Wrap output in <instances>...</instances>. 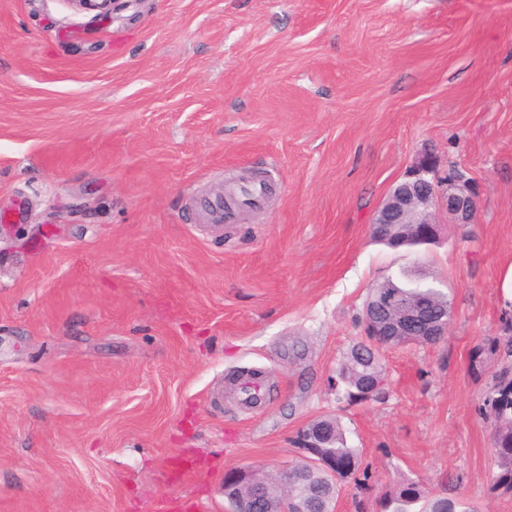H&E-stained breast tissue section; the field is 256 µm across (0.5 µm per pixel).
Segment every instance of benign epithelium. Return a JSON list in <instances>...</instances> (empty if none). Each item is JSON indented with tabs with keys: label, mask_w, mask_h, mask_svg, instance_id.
I'll use <instances>...</instances> for the list:
<instances>
[{
	"label": "benign epithelium",
	"mask_w": 512,
	"mask_h": 512,
	"mask_svg": "<svg viewBox=\"0 0 512 512\" xmlns=\"http://www.w3.org/2000/svg\"><path fill=\"white\" fill-rule=\"evenodd\" d=\"M75 12L112 14L116 0H63ZM444 208L453 224H471L477 211L476 194L464 171L448 169L441 175L435 161L420 159L394 184L376 210L369 228L374 240L394 248L412 244L429 245L438 234L437 211ZM364 326L372 336L413 339L441 338L448 334V319L426 301L402 300L397 293L380 292L369 298L364 309ZM323 432H302L301 441L310 457L306 465L287 467L272 477L250 468H233L224 475L222 493L229 512H288V487L298 484L318 468L330 488L329 502L322 494L313 500L316 512H336V468L316 453Z\"/></svg>",
	"instance_id": "7a95c632"
}]
</instances>
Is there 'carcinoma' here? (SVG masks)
<instances>
[{
  "label": "carcinoma",
  "instance_id": "carcinoma-1",
  "mask_svg": "<svg viewBox=\"0 0 512 512\" xmlns=\"http://www.w3.org/2000/svg\"><path fill=\"white\" fill-rule=\"evenodd\" d=\"M394 283L400 291L410 297L422 296L433 303L437 309L446 308L453 312L448 294L438 288H426L422 283L396 279ZM502 335L496 336L489 343L477 347L472 360L483 362L484 355L499 356L508 361L492 375V382L484 395L483 406L485 417L490 422L493 432V456L496 471L492 474L490 491L493 494L512 498V315L503 314L501 318ZM399 342L386 336H367L357 343L359 347H368L374 352V362L370 370L348 353L336 370V382L341 385L344 396L350 402H360L364 397L356 394L353 382H361L368 372L379 376L384 375L380 350L395 347ZM326 422L329 426V439L326 448L322 449L325 456L336 459V488L343 482L352 479L356 488L362 490L365 483L355 478L359 468V450L348 445L346 432L339 419L324 417L317 423ZM383 512H475L474 509L458 498H448V506L442 505V498L433 495L430 488L412 479L395 482L383 495Z\"/></svg>",
  "mask_w": 512,
  "mask_h": 512
}]
</instances>
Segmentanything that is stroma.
<instances>
[{"mask_svg": "<svg viewBox=\"0 0 512 512\" xmlns=\"http://www.w3.org/2000/svg\"><path fill=\"white\" fill-rule=\"evenodd\" d=\"M428 155L466 171L474 223L374 243ZM254 173L265 206L202 222ZM511 263L512 0H0V512H225L227 470H283L325 416L369 474L337 512L404 477L512 512L489 490L497 361L471 365ZM406 269L447 293L448 334L385 350L384 397L348 402L366 296Z\"/></svg>", "mask_w": 512, "mask_h": 512, "instance_id": "obj_1", "label": "stroma"}]
</instances>
